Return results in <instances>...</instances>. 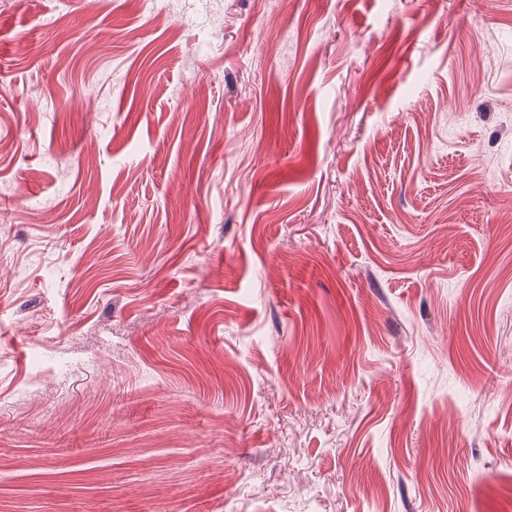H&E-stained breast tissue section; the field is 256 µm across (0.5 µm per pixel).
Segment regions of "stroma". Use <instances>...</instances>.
Listing matches in <instances>:
<instances>
[{"mask_svg":"<svg viewBox=\"0 0 512 512\" xmlns=\"http://www.w3.org/2000/svg\"><path fill=\"white\" fill-rule=\"evenodd\" d=\"M0 512H512V0H0Z\"/></svg>","mask_w":512,"mask_h":512,"instance_id":"1","label":"stroma"}]
</instances>
